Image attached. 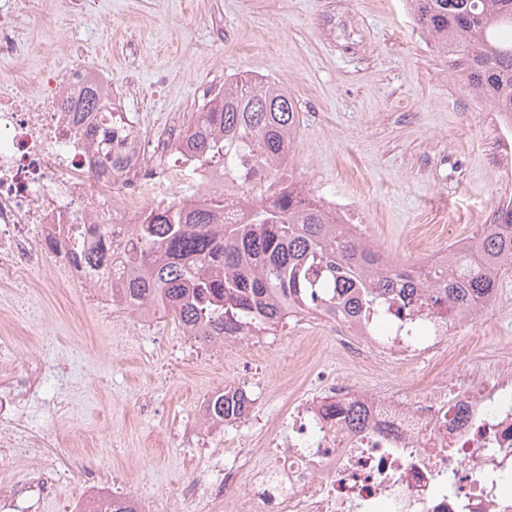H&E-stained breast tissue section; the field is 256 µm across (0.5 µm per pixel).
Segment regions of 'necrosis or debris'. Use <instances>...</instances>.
<instances>
[{
	"label": "necrosis or debris",
	"instance_id": "4bbe7bcc",
	"mask_svg": "<svg viewBox=\"0 0 512 512\" xmlns=\"http://www.w3.org/2000/svg\"><path fill=\"white\" fill-rule=\"evenodd\" d=\"M42 13V0H0V58L20 57L22 24ZM93 86L104 106L75 120L66 99ZM117 95L109 76L81 59L61 73L0 78L1 278L25 282L48 268L57 288L111 287L118 264L87 267L68 255L93 244L94 225H109L123 243L148 210L188 209L223 185V170L183 150L179 121L152 134L133 121L113 125ZM89 126L114 128L121 166L103 163L100 146L84 136ZM59 239L65 248L56 247ZM429 333L430 348L443 354L442 328ZM331 342L355 367L372 366L379 349L401 364L430 349L393 323L374 336L341 322ZM318 383L315 395L290 407L261 453L240 449L241 465L225 468L208 494L231 512H512V357L463 368L445 357L414 400L399 384L366 390L326 370ZM42 393L37 371L0 380V420L13 432L1 469L14 465L12 449L51 447L31 435L21 412L22 402ZM353 413L359 422L350 421Z\"/></svg>",
	"mask_w": 512,
	"mask_h": 512
}]
</instances>
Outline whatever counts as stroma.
Listing matches in <instances>:
<instances>
[{"mask_svg": "<svg viewBox=\"0 0 512 512\" xmlns=\"http://www.w3.org/2000/svg\"><path fill=\"white\" fill-rule=\"evenodd\" d=\"M45 2L16 73L61 72L83 51L113 83L139 86L123 106L144 115L146 131L171 116L192 122L202 90L221 75L288 90L300 113L290 173L317 197L353 202L364 237L393 262L414 265L475 235L512 196V138L497 136L489 105L449 75L407 0H84L77 15L61 0ZM50 281L47 270L26 287L0 279V376L37 363L49 375L44 399L24 413L33 434L56 442V455L19 448L14 467L0 472V487L32 486V512H72L78 500L120 496L128 485L164 512H217L206 499L184 500V486L223 480L240 441L260 447L290 397L314 389V369L368 387L392 379L417 394L438 364L354 368L325 340L326 321L305 317L231 342L220 363L199 345L200 360L185 367L170 348L184 334L172 317L140 331L130 311H104ZM497 294L473 326L450 327L449 351L466 334L477 350L512 355V276ZM245 361L255 370L250 414L234 432L201 424V402L236 383ZM173 427L188 439L166 442ZM201 430L204 450L190 439ZM91 466L117 473L118 483L97 488Z\"/></svg>", "mask_w": 512, "mask_h": 512, "instance_id": "stroma-1", "label": "stroma"}]
</instances>
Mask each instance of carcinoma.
<instances>
[{
	"label": "carcinoma",
	"instance_id": "1",
	"mask_svg": "<svg viewBox=\"0 0 512 512\" xmlns=\"http://www.w3.org/2000/svg\"><path fill=\"white\" fill-rule=\"evenodd\" d=\"M417 26L448 63V73L512 115V0H408ZM77 112L99 107L95 89L71 101ZM299 126L297 102L271 81L248 74L224 82V99L200 108L187 143L195 156L224 168L246 200L239 222L224 223V196L187 212L153 209L137 227L139 249L125 254V278L112 304L171 315L197 341L213 344L269 331L290 317L347 323L385 308L399 324H450L459 306L496 294L512 265V199L480 225L471 252L448 250L437 270L383 263L362 237L343 231L293 177H284ZM288 188H283V180ZM95 248L104 258L108 227ZM243 392H220L208 413L222 423L240 415Z\"/></svg>",
	"mask_w": 512,
	"mask_h": 512
}]
</instances>
